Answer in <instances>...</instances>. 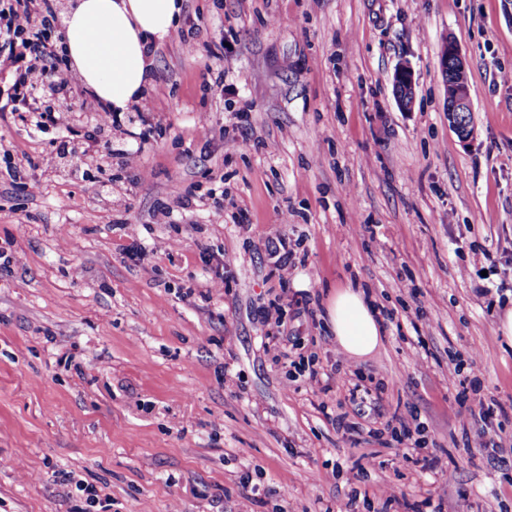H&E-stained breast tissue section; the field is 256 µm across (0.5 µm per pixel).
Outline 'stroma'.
<instances>
[{
  "label": "stroma",
  "instance_id": "35a3bbf8",
  "mask_svg": "<svg viewBox=\"0 0 512 512\" xmlns=\"http://www.w3.org/2000/svg\"><path fill=\"white\" fill-rule=\"evenodd\" d=\"M178 28L146 116L93 165L0 114L17 258L0 267V512H512V0H184ZM448 37L467 143L448 126ZM348 286L388 315L361 360L328 321ZM474 378L492 425L459 401ZM440 67L445 81L448 83V96L451 92L448 75L453 78L454 90L448 97V125L462 140L473 137L474 125L472 121L466 124L461 120L463 115L471 116L472 100L467 75V63L458 45L452 38L443 42L440 52ZM393 86L398 103L402 109H407L405 103L401 99V90H412L415 93V80L411 67L407 63H401L395 70L393 76Z\"/></svg>",
  "mask_w": 512,
  "mask_h": 512
}]
</instances>
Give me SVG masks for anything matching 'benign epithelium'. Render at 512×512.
<instances>
[{
	"label": "benign epithelium",
	"mask_w": 512,
	"mask_h": 512,
	"mask_svg": "<svg viewBox=\"0 0 512 512\" xmlns=\"http://www.w3.org/2000/svg\"><path fill=\"white\" fill-rule=\"evenodd\" d=\"M440 67L443 76H450L454 81L453 93L448 97V125L462 140L473 137L474 125L461 120L462 116H469L472 109L471 93L467 75V63L456 42L447 38L443 42L440 52ZM393 86L396 97L401 92L415 90L414 74L411 67L400 64L393 76Z\"/></svg>",
	"instance_id": "obj_1"
}]
</instances>
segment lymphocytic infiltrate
Masks as SVG:
<instances>
[{"mask_svg": "<svg viewBox=\"0 0 512 512\" xmlns=\"http://www.w3.org/2000/svg\"><path fill=\"white\" fill-rule=\"evenodd\" d=\"M59 0H0V76L10 79L32 118L31 132L54 127L70 129V111L65 101L84 98L94 123L82 147L84 164L98 156L102 133L117 122L111 105L87 94L80 86L56 79L59 60L51 33L61 24Z\"/></svg>", "mask_w": 512, "mask_h": 512, "instance_id": "lymphocytic-infiltrate-1", "label": "lymphocytic infiltrate"}]
</instances>
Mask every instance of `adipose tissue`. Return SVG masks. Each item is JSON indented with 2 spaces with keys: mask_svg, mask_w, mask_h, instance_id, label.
<instances>
[{
  "mask_svg": "<svg viewBox=\"0 0 512 512\" xmlns=\"http://www.w3.org/2000/svg\"><path fill=\"white\" fill-rule=\"evenodd\" d=\"M183 0H69L61 46L82 84L113 111H126L151 80L148 48L173 31ZM328 317L338 347L354 359L382 343L363 292L337 290Z\"/></svg>",
  "mask_w": 512,
  "mask_h": 512,
  "instance_id": "ef3b65f1",
  "label": "adipose tissue"
}]
</instances>
